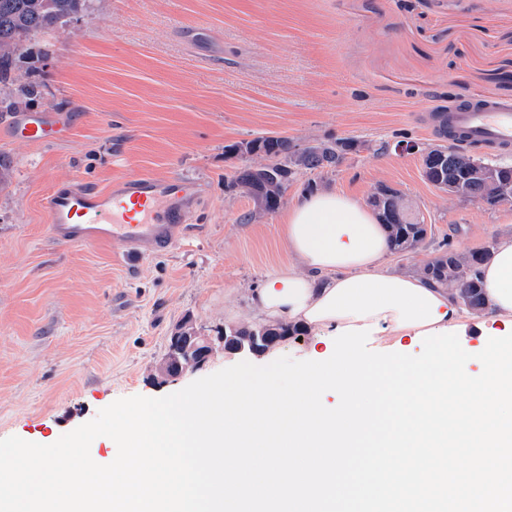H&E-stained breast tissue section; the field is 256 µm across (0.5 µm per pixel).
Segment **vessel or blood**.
<instances>
[{
    "label": "vessel or blood",
    "instance_id": "1",
    "mask_svg": "<svg viewBox=\"0 0 512 512\" xmlns=\"http://www.w3.org/2000/svg\"><path fill=\"white\" fill-rule=\"evenodd\" d=\"M64 126L58 116L32 112L16 134L47 142ZM448 138L493 153L512 151V99L459 98L448 109ZM195 194V182L181 176L124 177L102 190L57 184L43 201L48 236L70 248L112 244L139 257L165 252L188 231Z\"/></svg>",
    "mask_w": 512,
    "mask_h": 512
}]
</instances>
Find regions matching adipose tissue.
<instances>
[{
    "label": "adipose tissue",
    "mask_w": 512,
    "mask_h": 512,
    "mask_svg": "<svg viewBox=\"0 0 512 512\" xmlns=\"http://www.w3.org/2000/svg\"><path fill=\"white\" fill-rule=\"evenodd\" d=\"M280 236L297 263L251 296L273 321L315 337L374 323L397 341L466 318L465 309L425 277L386 269L388 232L360 199L331 190L303 194L289 207ZM481 279L486 309L512 332V237L496 243Z\"/></svg>",
    "instance_id": "adipose-tissue-1"
}]
</instances>
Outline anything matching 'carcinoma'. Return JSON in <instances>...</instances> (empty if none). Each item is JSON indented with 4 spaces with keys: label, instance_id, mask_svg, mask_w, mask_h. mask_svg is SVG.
<instances>
[{
    "label": "carcinoma",
    "instance_id": "cac0c4a2",
    "mask_svg": "<svg viewBox=\"0 0 512 512\" xmlns=\"http://www.w3.org/2000/svg\"><path fill=\"white\" fill-rule=\"evenodd\" d=\"M93 0H0V112L15 110L12 93L5 92L17 86L20 95H36L41 86L16 85L13 60L24 45L35 39H47L57 28L86 13ZM249 153L263 162L239 172L236 185L251 197L256 210L243 216L252 221L264 212L278 207L281 190L303 171L338 168L344 161L346 147H336V140L316 141L301 152L293 150L292 143L282 137H261L247 142ZM462 199L495 206L503 202L499 186L494 180L473 184ZM390 247L403 252L426 236V228L411 221L405 211L386 214ZM489 250L460 253L448 249L428 263L422 275L437 286L448 289L452 296L469 308H484L480 282V266Z\"/></svg>",
    "mask_w": 512,
    "mask_h": 512
}]
</instances>
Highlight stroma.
I'll use <instances>...</instances> for the list:
<instances>
[{
  "label": "stroma",
  "mask_w": 512,
  "mask_h": 512,
  "mask_svg": "<svg viewBox=\"0 0 512 512\" xmlns=\"http://www.w3.org/2000/svg\"><path fill=\"white\" fill-rule=\"evenodd\" d=\"M15 73L39 96L0 112V439L49 445L117 399L162 397L241 362L215 347L201 369L162 378L185 319L205 335L265 323L251 292L292 257L278 231L305 192L368 201L398 190L425 239L390 253L417 274L443 244L474 252L512 235V202L491 207L426 180L441 144L430 114L467 95L512 98V0H95L87 15L31 42ZM67 117L63 139H13L23 114ZM359 143L333 172L307 171L252 222L233 181L252 165L230 145L258 136ZM154 173L197 182L189 235L137 259L67 248L46 230L43 199L74 181L105 188Z\"/></svg>",
  "instance_id": "stroma-1"
}]
</instances>
